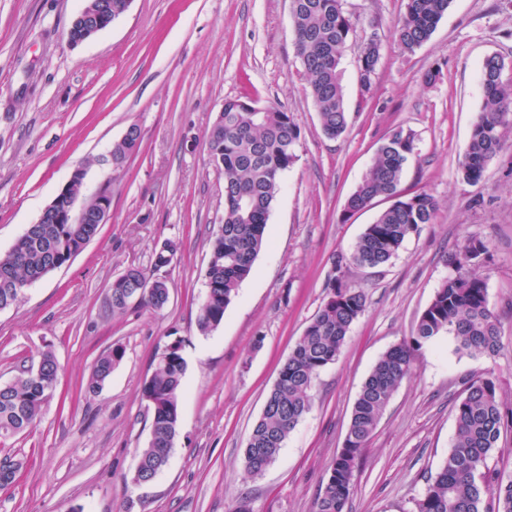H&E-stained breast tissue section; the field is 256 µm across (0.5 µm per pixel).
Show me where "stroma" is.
<instances>
[{"label": "stroma", "instance_id": "35a3bbf8", "mask_svg": "<svg viewBox=\"0 0 512 512\" xmlns=\"http://www.w3.org/2000/svg\"><path fill=\"white\" fill-rule=\"evenodd\" d=\"M84 0H0V252H6L83 167L87 193L107 190L110 217L80 254L0 310V386L52 352L56 389L28 433L0 438V460L20 464L0 488V512H314L340 452L358 392L376 361L409 338L448 276L445 259L472 235L501 324L494 356L455 352L449 338L416 352L356 461L348 512H413L447 458L464 380L493 378L512 403V132L480 183L459 169L482 108L480 69L503 58L512 82V0H452L431 39L402 51L392 32L405 0H344L356 32L341 61L346 131H321L295 52L289 0H130L79 47L66 32ZM381 42L369 84L358 56ZM435 81H427L428 72ZM293 115L298 159L281 179L268 245L209 334L197 325L209 245L224 218V174L207 134L225 100ZM139 151L121 167L110 152L130 125ZM415 135L404 195H432L431 223L375 268L350 267L367 307L336 363L312 389V407L276 460L249 475L243 449L282 363L328 297L326 281L389 201L355 214L348 197L395 131ZM177 248L155 268L162 243ZM169 287L161 312L113 314L112 281L128 267ZM180 344L186 362L178 432L167 466L132 482L149 437L141 389L159 357ZM124 358L102 389L86 388L98 357Z\"/></svg>", "mask_w": 512, "mask_h": 512}]
</instances>
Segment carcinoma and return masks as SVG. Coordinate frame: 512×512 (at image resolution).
Segmentation results:
<instances>
[{"instance_id": "carcinoma-1", "label": "carcinoma", "mask_w": 512, "mask_h": 512, "mask_svg": "<svg viewBox=\"0 0 512 512\" xmlns=\"http://www.w3.org/2000/svg\"><path fill=\"white\" fill-rule=\"evenodd\" d=\"M451 0H406L404 13L393 26L402 50L413 52L426 43L448 12ZM86 24L99 17L118 18L126 0H87ZM295 48L308 79L320 127L329 138L347 128L348 112L340 78V62L355 31V23L343 0H290ZM380 56L373 39L360 50L359 69L364 85ZM504 61L497 55L482 65L483 103L466 147L461 173L469 183H479L487 163L501 150L505 132L512 128V86L503 84ZM140 131L131 126L130 136L112 147L120 161L140 146ZM208 139L210 157L224 173V220L211 241L206 268V294L199 309L198 328L208 334L224 321L228 305L250 275L265 246L269 213L280 190V180L298 160L300 129L294 117L276 107H258L249 101L229 99L212 125ZM415 138L398 130L379 147L370 171L348 198V210L364 209L373 199L386 196L392 204L367 225L349 256L336 261L358 268L378 267L398 255L405 240L431 223L437 202L420 193L410 197L400 191L405 168L414 155ZM68 192L83 198L91 210L106 193L83 194V181L75 179ZM98 233L96 224H31L5 253L0 254V304L16 303L24 289L81 253ZM488 246L473 235L446 259L448 277L437 289L420 316L409 339L389 349L365 379L353 406L343 449L337 454L327 481L315 502V512H345L354 484L356 459L382 418L393 394L410 374L414 353L435 338L452 337L456 351L469 355H495L500 349V326L490 308L488 287L480 274V256ZM125 287L111 289L112 314L131 307L162 310L169 300L165 281L151 278L139 267L126 269ZM328 299L311 319L291 354L281 365L270 391L268 411L254 425L243 451L248 473L257 475L270 466L289 434L311 407L314 381L341 354L355 321L366 310L365 293L335 274L327 283ZM115 347L97 360L87 388L94 391L123 360ZM52 382L59 369L50 352L38 365L22 367L8 384L0 387V435L15 436L32 428L52 396L38 388L34 369ZM186 363L180 352H166L145 381L142 396L151 409L147 444L137 449L141 467L138 477L164 469L179 425ZM456 436L448 457L425 494L416 500L414 512H512V476L505 479L485 471L487 458L512 430V406L507 405L490 378L464 382L462 398L455 407Z\"/></svg>"}]
</instances>
